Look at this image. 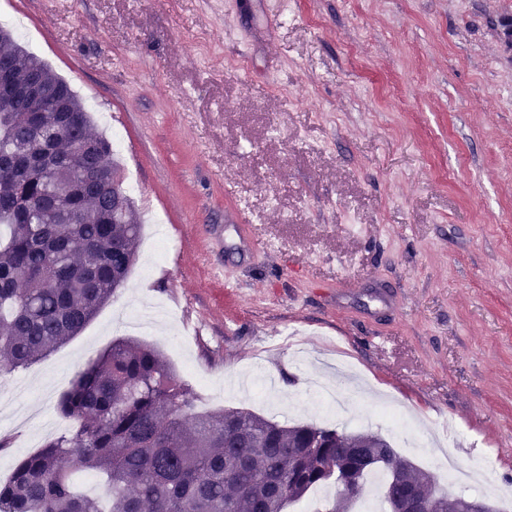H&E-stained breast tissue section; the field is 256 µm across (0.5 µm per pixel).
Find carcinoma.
<instances>
[{
  "label": "carcinoma",
  "mask_w": 512,
  "mask_h": 512,
  "mask_svg": "<svg viewBox=\"0 0 512 512\" xmlns=\"http://www.w3.org/2000/svg\"><path fill=\"white\" fill-rule=\"evenodd\" d=\"M38 77L48 105L69 112L0 111V370L26 368L80 333L133 267L141 234L134 201L112 197L122 181L110 142L69 84L0 27V63ZM195 397L162 354L117 339L60 398L76 426L49 439L0 480V512H283L336 471L386 477L384 504L433 498L457 512L461 497L437 495L430 474L398 477L399 457L372 432L281 425L248 409L194 413ZM93 470L102 493L80 488Z\"/></svg>",
  "instance_id": "obj_1"
}]
</instances>
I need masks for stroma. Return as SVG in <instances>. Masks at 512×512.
Returning <instances> with one entry per match:
<instances>
[{"instance_id":"obj_1","label":"stroma","mask_w":512,"mask_h":512,"mask_svg":"<svg viewBox=\"0 0 512 512\" xmlns=\"http://www.w3.org/2000/svg\"><path fill=\"white\" fill-rule=\"evenodd\" d=\"M135 175L124 286L10 372L8 461L119 338L162 352L199 413L245 408L387 437L451 487L417 423L512 484V0H0ZM236 299L225 303V288ZM266 402L238 391L255 372ZM337 387L324 417L317 387Z\"/></svg>"}]
</instances>
